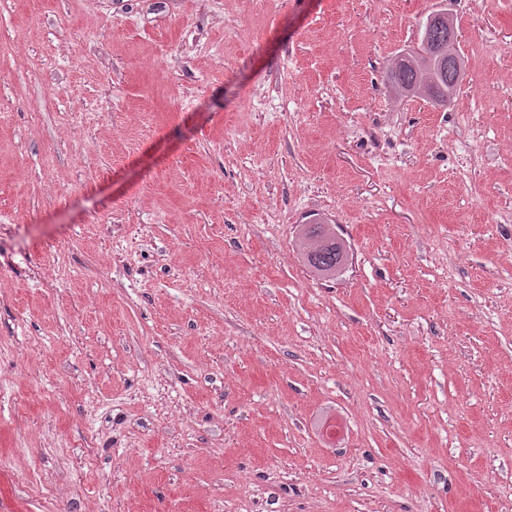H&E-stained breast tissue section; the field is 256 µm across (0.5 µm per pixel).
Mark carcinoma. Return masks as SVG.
I'll list each match as a JSON object with an SVG mask.
<instances>
[{
    "instance_id": "carcinoma-1",
    "label": "carcinoma",
    "mask_w": 512,
    "mask_h": 512,
    "mask_svg": "<svg viewBox=\"0 0 512 512\" xmlns=\"http://www.w3.org/2000/svg\"><path fill=\"white\" fill-rule=\"evenodd\" d=\"M432 43L438 52L423 55L416 51L412 62L399 64L388 69L386 84L401 88L405 92L428 91V96L448 104V96L455 95L459 78L448 59V26L442 24L433 29ZM330 224H306L301 246L310 267L327 277H334L345 263L344 248L330 233Z\"/></svg>"
}]
</instances>
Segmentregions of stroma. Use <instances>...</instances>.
Instances as JSON below:
<instances>
[{"instance_id": "stroma-1", "label": "stroma", "mask_w": 512, "mask_h": 512, "mask_svg": "<svg viewBox=\"0 0 512 512\" xmlns=\"http://www.w3.org/2000/svg\"><path fill=\"white\" fill-rule=\"evenodd\" d=\"M0 512H512V0H0ZM432 42L429 40L428 30L422 37L423 44H431L440 50L439 53L422 55L419 51L413 54L410 64H399L388 69L385 75L386 84L401 88L404 92H416L421 89L428 91V96L437 100L440 106L448 104V91L450 98L455 95L458 82L457 71L448 59V46L457 47L458 31L453 19L448 17V26L441 24L435 26L432 33ZM449 98V99H450ZM331 224H306L301 246L310 267L327 277H335L345 263L344 248L336 241Z\"/></svg>"}]
</instances>
